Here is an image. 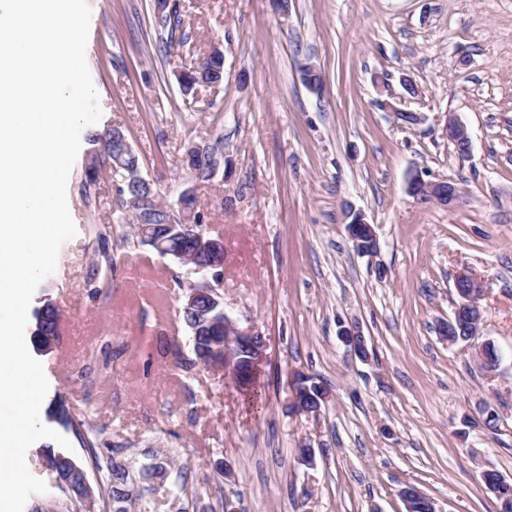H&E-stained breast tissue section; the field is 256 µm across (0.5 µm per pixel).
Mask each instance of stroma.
Here are the masks:
<instances>
[{"mask_svg": "<svg viewBox=\"0 0 512 512\" xmlns=\"http://www.w3.org/2000/svg\"><path fill=\"white\" fill-rule=\"evenodd\" d=\"M87 3L96 127L124 131L167 201L195 189L224 242V309L265 340L264 407L251 410L223 367L174 356L188 336L185 268L147 247L106 268L83 227L118 237L131 218L110 186L83 199L82 152L67 184L77 233L33 294L72 328L38 356L47 399L86 411L126 458L174 454L195 491L182 512H222V496L240 512H405L409 486L439 512H499L481 472L512 478V0H288L284 13L272 0H179L172 33L154 0ZM217 43L223 83L186 104L179 74ZM305 63L321 92L303 84ZM396 107L422 122H397ZM451 112L469 158L443 134ZM192 141L218 145L230 176L192 181L180 166ZM417 171L463 198L416 202L405 187ZM350 210L373 224L375 254L355 249ZM463 270L485 286L479 339L505 355L492 376L475 347L438 332ZM106 279L108 300L94 295ZM351 326L367 358L343 342ZM301 374L329 392L319 415L292 409ZM305 445L315 465L300 460Z\"/></svg>", "mask_w": 512, "mask_h": 512, "instance_id": "35a3bbf8", "label": "stroma"}]
</instances>
